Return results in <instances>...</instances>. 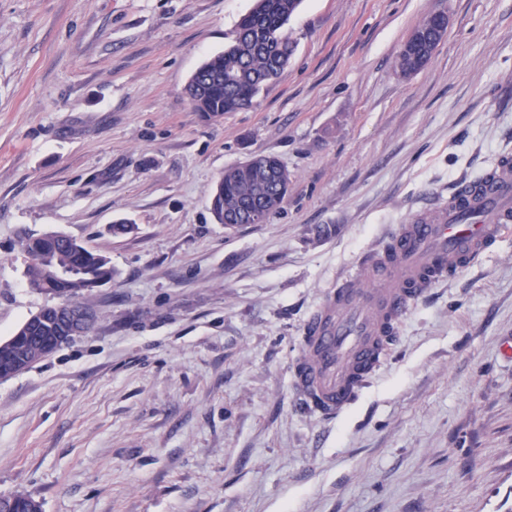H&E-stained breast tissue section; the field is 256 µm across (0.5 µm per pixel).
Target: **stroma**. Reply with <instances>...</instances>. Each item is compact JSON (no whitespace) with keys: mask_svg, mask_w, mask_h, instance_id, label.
I'll use <instances>...</instances> for the list:
<instances>
[{"mask_svg":"<svg viewBox=\"0 0 512 512\" xmlns=\"http://www.w3.org/2000/svg\"><path fill=\"white\" fill-rule=\"evenodd\" d=\"M254 0H0V339L53 299L28 235L105 255L94 329L0 381V496L42 512H512V233L416 300L345 414L292 384L301 328L393 229L512 157V0H302L252 105L184 87ZM429 62L396 60L432 13ZM290 177L216 223L249 155ZM125 221L128 234L112 233ZM289 182L287 169L276 157L252 155L219 176L211 191L213 216L226 229L251 224L256 212L266 220L284 201Z\"/></svg>","mask_w":512,"mask_h":512,"instance_id":"35a3bbf8","label":"stroma"}]
</instances>
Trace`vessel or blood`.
<instances>
[{"instance_id": "b4317fda", "label": "vessel or blood", "mask_w": 512, "mask_h": 512, "mask_svg": "<svg viewBox=\"0 0 512 512\" xmlns=\"http://www.w3.org/2000/svg\"><path fill=\"white\" fill-rule=\"evenodd\" d=\"M512 231V163L487 171L464 196H451L391 234L363 258L308 317L294 389L315 413L346 412L379 368L409 306L449 269L461 270Z\"/></svg>"}]
</instances>
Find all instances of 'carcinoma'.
Listing matches in <instances>:
<instances>
[{
	"mask_svg": "<svg viewBox=\"0 0 512 512\" xmlns=\"http://www.w3.org/2000/svg\"><path fill=\"white\" fill-rule=\"evenodd\" d=\"M301 0H256L224 51L207 58L190 76L184 92L198 112L212 116L237 112L249 106L260 91L275 80L292 58L295 45L286 25ZM436 15L427 17L405 41L398 57L404 73L418 71L428 60L432 46L422 38V29ZM287 169L274 156L255 154L224 170L211 191L215 220L227 229L252 223L256 212L269 217L284 201L289 186ZM28 257L25 276L36 290L72 300L88 292L86 278L112 281L115 271L110 260L78 243L62 245L44 234L23 244ZM56 267H69L82 276L68 280L57 277ZM26 336H58L53 325L31 316L21 332ZM8 512H42L40 501L29 495H14Z\"/></svg>",
	"mask_w": 512,
	"mask_h": 512,
	"instance_id": "cac0c4a2",
	"label": "carcinoma"
}]
</instances>
